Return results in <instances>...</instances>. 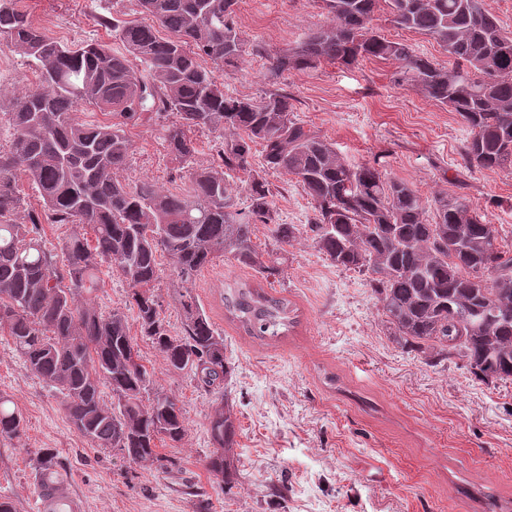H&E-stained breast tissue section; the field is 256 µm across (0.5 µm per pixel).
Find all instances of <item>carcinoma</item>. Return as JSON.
Instances as JSON below:
<instances>
[{
    "mask_svg": "<svg viewBox=\"0 0 512 512\" xmlns=\"http://www.w3.org/2000/svg\"><path fill=\"white\" fill-rule=\"evenodd\" d=\"M137 2L145 22L101 19L124 45L115 52L93 40L60 42L17 0H0V37L38 78L36 88L9 100L11 141L0 149V332L64 396L74 429L133 463H161L157 442L182 441V407L175 396L152 390L153 373L137 361L125 315L79 308L75 300L95 291L103 264L115 267L132 290L141 334L168 369L206 387L223 385L230 375L224 339L188 288L179 299L184 333L169 334L152 291L157 253L171 257L184 283L221 257L266 279L278 274L253 244L256 225L286 245L303 230L279 223L269 170L289 176L310 197L313 244L337 267L369 275L404 344L456 355L485 382L512 381V256L499 227L484 223L463 195L436 198L426 216L408 183L374 164L347 163L332 143L293 119L291 97L275 88L283 73L311 70L323 60L391 61L397 83L447 106L470 129L468 167L512 171V35L484 0H328L332 23L273 56L234 27L237 0ZM380 10L396 27L434 39L448 65L377 34L372 21ZM247 53L268 58L266 78L274 88L259 100L224 93L202 64L207 58L234 66ZM81 105L110 121L80 122ZM164 115L172 117L164 141L183 162L196 153L192 133L229 131L217 146L220 170H195L181 193L151 182L123 185L115 172L129 160L127 128ZM257 144L262 161L254 169ZM239 171L249 173L246 210L225 179ZM21 180L37 193L48 223L88 224L94 244L75 233L58 253L42 248L40 221L20 196ZM224 309L259 340L283 336L292 324L287 299L245 284L224 289ZM208 431L207 467L230 485L237 426L229 402L210 414ZM23 432L22 414L0 396V438ZM56 466L54 450L37 453L39 475Z\"/></svg>",
    "mask_w": 512,
    "mask_h": 512,
    "instance_id": "1",
    "label": "carcinoma"
}]
</instances>
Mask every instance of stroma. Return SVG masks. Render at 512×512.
I'll return each mask as SVG.
<instances>
[{
	"mask_svg": "<svg viewBox=\"0 0 512 512\" xmlns=\"http://www.w3.org/2000/svg\"><path fill=\"white\" fill-rule=\"evenodd\" d=\"M20 7L59 40H98L116 50L121 42L96 16L138 17L136 0H21ZM234 21L246 39L274 54L330 17L321 0H238ZM373 25L388 40L447 65V53L430 37L381 16ZM266 66L265 57L247 55L214 74L226 94L255 98L267 88ZM394 71L379 59L349 67L325 61L285 74L279 86L293 98L295 119L347 162L378 163L389 178L415 189L429 212L437 195L467 197L512 247V172L465 167L469 128L448 107L397 84ZM36 84L26 58L0 38V101ZM128 135L132 154L115 177L130 187L149 181L180 192L193 169L218 164L217 130L194 132L190 165L169 155L160 122L129 127ZM267 179L280 223H312L313 207L300 186L276 172ZM253 241L262 254L278 257L277 276L262 278L222 257L186 286L171 258L157 256L154 293L170 334L182 333L179 295L191 290L224 338L232 369L226 388L168 370L141 335L118 273L101 268L86 298L100 312H125L156 388L183 407L184 439L158 445L169 467L134 464L92 447L71 425L62 395L0 334V395L25 420L21 439H0V499L12 501L16 512H32L35 455L52 448L87 512H512V382H482L458 358L440 361L432 350L403 345L368 275L336 267L309 236L282 249L261 224ZM234 281L288 299L293 324L286 336L261 341L228 319L222 295ZM226 396L238 427V479L229 490L206 467L208 418Z\"/></svg>",
	"mask_w": 512,
	"mask_h": 512,
	"instance_id": "stroma-1",
	"label": "stroma"
}]
</instances>
